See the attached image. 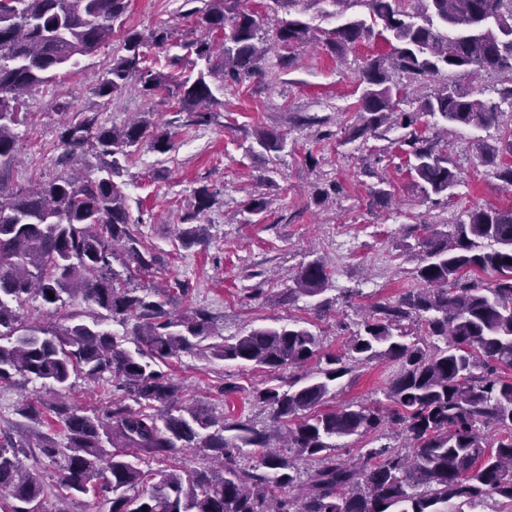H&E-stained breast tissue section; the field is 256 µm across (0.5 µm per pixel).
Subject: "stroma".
Instances as JSON below:
<instances>
[{"label":"stroma","mask_w":512,"mask_h":512,"mask_svg":"<svg viewBox=\"0 0 512 512\" xmlns=\"http://www.w3.org/2000/svg\"><path fill=\"white\" fill-rule=\"evenodd\" d=\"M231 7L253 12L261 36L268 39L281 21L291 18L325 36L348 19L369 16L360 0L345 8L335 0H233ZM189 10L185 0H131L122 29L83 58L80 68L60 73L51 85L25 97L31 117L18 129V157L11 175L12 185L18 187L61 174L59 134L64 122L93 116L100 124L120 127L147 112L170 132L172 151L162 155L142 144L120 179L131 218L158 256L146 277L113 261L121 281L167 288L178 281L188 283L191 300L174 296L170 310L181 311L189 303L205 308L227 338L262 325L308 321L321 335L325 351L338 352L374 302L394 299L414 285L422 257L416 243L424 225L454 221L476 206L512 207V191L503 189L492 166L482 164L477 149L479 141L496 137V130L449 128V156L461 183L453 196L436 201L423 197L413 185L406 157L396 144L398 131L383 139L346 142L344 128L357 117L359 70L367 59L388 50L378 35L351 47L342 62L322 43L293 47L289 66L282 62V50L272 51L261 73L215 89L219 116L207 125L188 124L177 100L162 94L146 97L133 87L111 98L96 94L98 79L122 55L129 31L168 29L166 48L147 47L149 66L194 70V57L185 44L202 30ZM318 116L323 119L319 125L314 122ZM260 128L282 134L284 150L270 154L256 147L254 132ZM334 182L339 192L330 194L329 204H316L317 190ZM381 184L393 193L387 208L373 197ZM202 186L214 193L216 203L197 219L204 243L187 247L179 241L178 229L182 216L193 208L195 190ZM257 195L271 205L254 215L246 204ZM311 255L322 257L332 271L322 311L313 297L286 304L278 300L292 287L300 263ZM396 369V364L381 360L361 365L337 380L336 403L375 406ZM165 370L182 383L185 400L205 404L215 416L258 426L268 423L267 408L242 395L227 398L219 392L227 379L263 387L265 372L189 353L168 361ZM119 395L114 384L81 376L74 379L66 400L83 409H102ZM23 401L41 411V424L15 414ZM51 406L39 382L0 388V429L61 437Z\"/></svg>","instance_id":"stroma-1"}]
</instances>
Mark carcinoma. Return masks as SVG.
<instances>
[{"mask_svg": "<svg viewBox=\"0 0 512 512\" xmlns=\"http://www.w3.org/2000/svg\"><path fill=\"white\" fill-rule=\"evenodd\" d=\"M417 2L410 11L405 2ZM226 0L193 8L199 27L222 33V42L198 38L189 53L204 63L196 76L153 70L144 48L167 44L168 31L126 34L124 54L101 77L97 92L110 97L133 78L140 92L175 98L192 124H208L219 105L210 79L261 72L272 47L318 41L300 20H285L273 41L259 43L258 22L247 11L226 16ZM390 51L362 66L359 121L347 141L381 138L398 127V140L417 188L429 197L451 196L460 175L448 145L418 128L419 116L457 127L499 131L478 144L484 162L512 187V0H363ZM129 0H0V383L38 380L62 396L79 375L118 380L133 404L113 403L88 413L66 402L52 407L65 442L43 436L37 444L0 431V492L13 503L0 512H40L46 487L22 470L20 456L36 447L55 468L67 495L100 489L108 512H471L498 496L512 502V207L464 212L451 233L430 231L418 241L417 288L374 303L344 351L325 352L321 335L295 322L253 327L232 340L217 336L203 308L167 309L168 290L128 287L112 269L150 271L156 257L133 229L128 197L115 181L148 140L159 153L171 137L145 117L107 128L87 116L62 127L60 163L80 156L85 173H62L33 189L15 188L16 129L28 113L23 96L75 68L122 25ZM373 35L364 19L337 27L327 41L336 57ZM507 75L483 96L484 74ZM415 105L405 112L400 104ZM258 145L280 152L285 139L267 130ZM215 204L203 186L179 236L203 241L192 221ZM495 275L493 285L480 274ZM331 272L320 257L303 262L288 298L316 297ZM54 298H48V295ZM31 298L46 305L78 300L91 322L71 312L65 322L23 323L19 306ZM112 320L131 330L119 336L102 328ZM134 344L130 351L124 343ZM264 369L262 388L228 381L222 394H245L270 409L271 426L218 420L209 409L180 399V387L158 366L182 353ZM398 365L386 383L388 404L325 407L332 383L373 360ZM317 375L298 370L311 361ZM291 375L283 377L282 373ZM496 430L489 438L480 426ZM395 446L362 448L347 462L336 440L387 435ZM196 448L213 452L202 468L176 462Z\"/></svg>", "mask_w": 512, "mask_h": 512, "instance_id": "obj_1", "label": "carcinoma"}]
</instances>
